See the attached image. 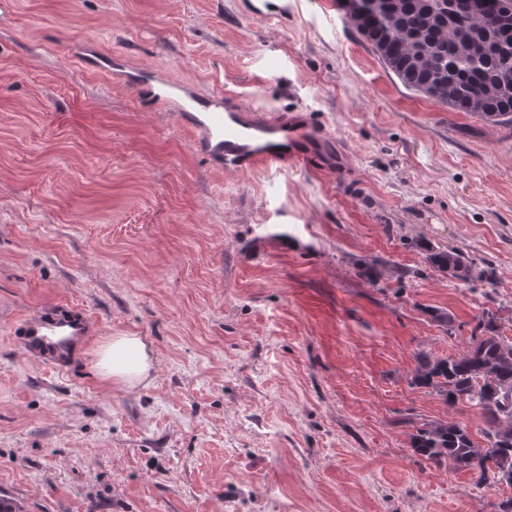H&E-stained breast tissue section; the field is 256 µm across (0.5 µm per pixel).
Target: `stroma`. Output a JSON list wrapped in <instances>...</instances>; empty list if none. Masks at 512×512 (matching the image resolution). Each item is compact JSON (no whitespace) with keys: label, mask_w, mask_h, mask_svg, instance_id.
<instances>
[{"label":"stroma","mask_w":512,"mask_h":512,"mask_svg":"<svg viewBox=\"0 0 512 512\" xmlns=\"http://www.w3.org/2000/svg\"><path fill=\"white\" fill-rule=\"evenodd\" d=\"M0 0V498L22 512H495L507 487L413 457L416 356L512 340V124L405 88L338 0ZM270 112L307 110L336 168L227 174L113 56ZM277 236L275 251L262 244ZM493 269L463 284L414 242ZM386 262L379 282L360 276ZM409 269L404 280L391 267ZM64 302L151 343L148 385L61 374L14 329ZM448 312L452 330L431 310ZM290 0H249L246 7L248 15L288 19L291 11Z\"/></svg>","instance_id":"1"}]
</instances>
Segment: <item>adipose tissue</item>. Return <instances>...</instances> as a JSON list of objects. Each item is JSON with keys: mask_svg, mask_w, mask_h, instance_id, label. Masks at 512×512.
Masks as SVG:
<instances>
[{"mask_svg": "<svg viewBox=\"0 0 512 512\" xmlns=\"http://www.w3.org/2000/svg\"><path fill=\"white\" fill-rule=\"evenodd\" d=\"M93 357V367L102 384L118 385L129 391L147 383L155 368L150 343L131 334L104 337Z\"/></svg>", "mask_w": 512, "mask_h": 512, "instance_id": "adipose-tissue-1", "label": "adipose tissue"}]
</instances>
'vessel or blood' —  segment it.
I'll return each mask as SVG.
<instances>
[{
    "instance_id": "1",
    "label": "vessel or blood",
    "mask_w": 512,
    "mask_h": 512,
    "mask_svg": "<svg viewBox=\"0 0 512 512\" xmlns=\"http://www.w3.org/2000/svg\"><path fill=\"white\" fill-rule=\"evenodd\" d=\"M290 10V0H248L246 7L248 15L276 19L287 18ZM129 82L140 102L174 110L199 151L225 171L284 170L312 162L327 169L333 166L324 149L328 136L309 115L265 112L221 91L190 92L183 84L144 69ZM17 328L23 356L62 373L95 336L98 323L81 309L58 306L21 320Z\"/></svg>"
}]
</instances>
